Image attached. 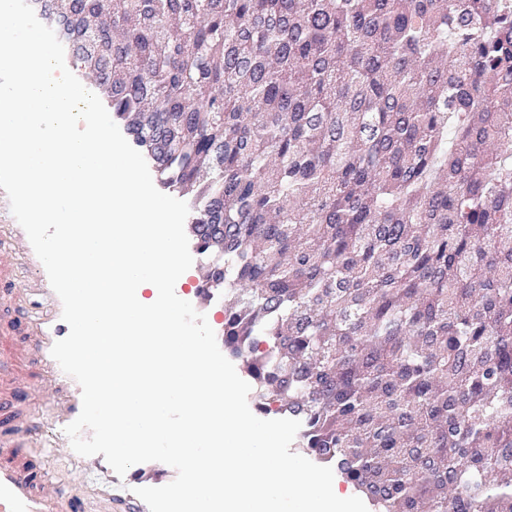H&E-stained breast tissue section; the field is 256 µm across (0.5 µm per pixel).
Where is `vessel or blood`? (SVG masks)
Instances as JSON below:
<instances>
[{"mask_svg": "<svg viewBox=\"0 0 512 512\" xmlns=\"http://www.w3.org/2000/svg\"><path fill=\"white\" fill-rule=\"evenodd\" d=\"M5 255L15 258L18 266L8 281L0 283V291L24 301L19 327L28 341L20 351L1 343L0 364L16 357L28 364V372L14 375L12 391L32 400L37 411L22 415L12 405L0 402V512H85L84 502L72 491L94 481H107L103 498L110 505L134 501V488L170 483L174 475L166 464L156 463L150 471L137 464L120 477L103 455L82 457L72 450L64 428L81 411V388L51 355L53 344L68 335L69 327L62 319V303L47 272L0 189V257ZM33 438L40 446L35 463L13 464L18 445ZM52 461L68 463L65 478L47 474L46 465Z\"/></svg>", "mask_w": 512, "mask_h": 512, "instance_id": "obj_1", "label": "vessel or blood"}]
</instances>
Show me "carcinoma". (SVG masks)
Wrapping results in <instances>:
<instances>
[{"instance_id": "1", "label": "carcinoma", "mask_w": 512, "mask_h": 512, "mask_svg": "<svg viewBox=\"0 0 512 512\" xmlns=\"http://www.w3.org/2000/svg\"><path fill=\"white\" fill-rule=\"evenodd\" d=\"M256 409L373 512H512V0H44Z\"/></svg>"}]
</instances>
